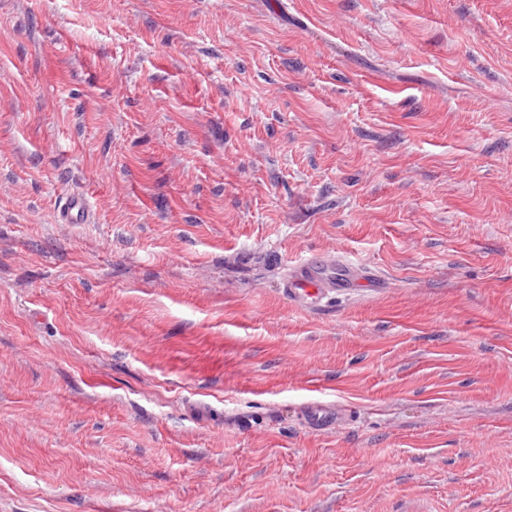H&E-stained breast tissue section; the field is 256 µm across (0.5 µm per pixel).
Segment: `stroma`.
I'll use <instances>...</instances> for the list:
<instances>
[{
  "mask_svg": "<svg viewBox=\"0 0 512 512\" xmlns=\"http://www.w3.org/2000/svg\"><path fill=\"white\" fill-rule=\"evenodd\" d=\"M0 512H512V0H0ZM89 200L85 196L66 197L61 205L60 214L66 224H83L89 213ZM281 288L289 301L322 310L335 295H349L357 288H388V283L366 265L314 252L288 270ZM349 415L332 405L315 399L307 403L305 408V421L313 432H326L338 427Z\"/></svg>",
  "mask_w": 512,
  "mask_h": 512,
  "instance_id": "1",
  "label": "stroma"
}]
</instances>
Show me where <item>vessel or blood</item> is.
I'll use <instances>...</instances> for the list:
<instances>
[{
    "instance_id": "obj_1",
    "label": "vessel or blood",
    "mask_w": 512,
    "mask_h": 512,
    "mask_svg": "<svg viewBox=\"0 0 512 512\" xmlns=\"http://www.w3.org/2000/svg\"><path fill=\"white\" fill-rule=\"evenodd\" d=\"M89 200L84 196L64 199L60 214L68 224L85 223ZM386 281L368 266L342 256L314 252L292 266L282 280L283 294L289 301L311 310H321L337 296L352 293L359 288H382ZM344 411L315 399L307 403L305 421L314 432H326L345 421Z\"/></svg>"
}]
</instances>
